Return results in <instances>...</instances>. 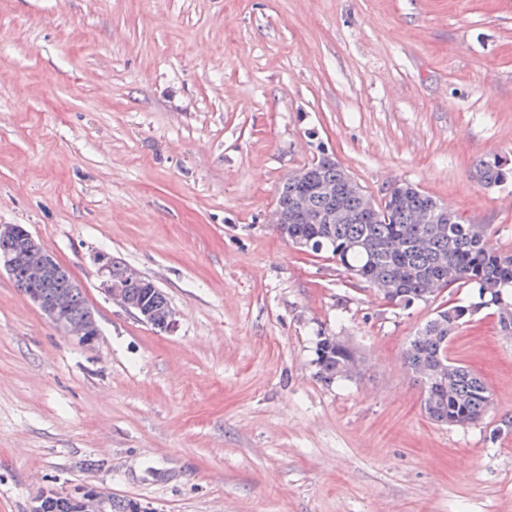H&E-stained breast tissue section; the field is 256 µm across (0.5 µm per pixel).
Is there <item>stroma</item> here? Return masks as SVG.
<instances>
[{"label":"stroma","mask_w":512,"mask_h":512,"mask_svg":"<svg viewBox=\"0 0 512 512\" xmlns=\"http://www.w3.org/2000/svg\"><path fill=\"white\" fill-rule=\"evenodd\" d=\"M373 198L409 182L512 250V0H0V225L95 314L86 348L0 269V512L84 485L152 512H512V339L448 344L491 395L440 426L403 352L469 290L403 309L268 216L321 154ZM153 279L167 334L99 288ZM360 374L317 376L320 333ZM475 177L486 188L500 187L512 180V167L507 159L494 155L479 161ZM111 257V256H110ZM112 264L107 254H99L97 256L98 270L101 277L100 289L103 293L112 299L113 302L120 304L126 310H129L140 321L151 324L153 321L154 310L150 305L133 304L128 302L123 294L122 287L112 282V279L126 282V297L129 301L140 303L142 300L148 298V302L153 303V307L157 310L155 322H159L164 315L166 308L170 303L166 293L159 288V286L150 278L143 276V279H128V272L130 267L122 261L116 260L111 257ZM151 283H155L156 287H152ZM150 288L156 289L154 294H150ZM156 329L157 323L151 324ZM178 327V320L176 319V312L172 307L168 309L163 317V320L158 326L160 332L174 333Z\"/></svg>","instance_id":"obj_1"}]
</instances>
